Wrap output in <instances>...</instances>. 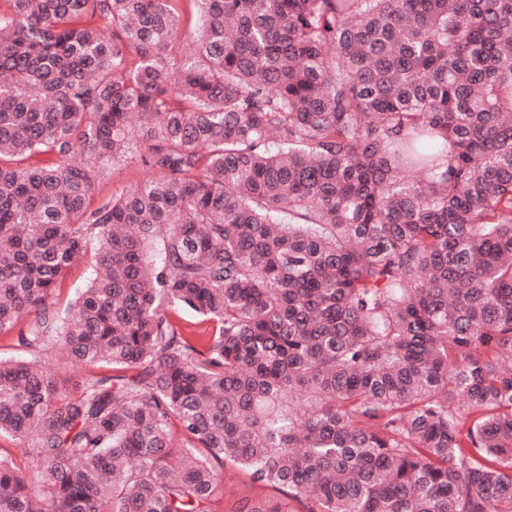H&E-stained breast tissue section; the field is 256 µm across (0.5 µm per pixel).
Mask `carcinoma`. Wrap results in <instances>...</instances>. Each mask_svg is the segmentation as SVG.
I'll return each mask as SVG.
<instances>
[{"mask_svg":"<svg viewBox=\"0 0 512 512\" xmlns=\"http://www.w3.org/2000/svg\"><path fill=\"white\" fill-rule=\"evenodd\" d=\"M177 2L0 0V512H512V0ZM147 176V173L134 162L116 167L112 173L102 179L96 187V198L106 199L119 196L128 188L136 185ZM281 497L278 491L253 484L246 474L227 466L224 469V497L217 499L211 506L214 512H234L238 503L249 499L253 502L267 501Z\"/></svg>","mask_w":512,"mask_h":512,"instance_id":"1","label":"carcinoma"}]
</instances>
